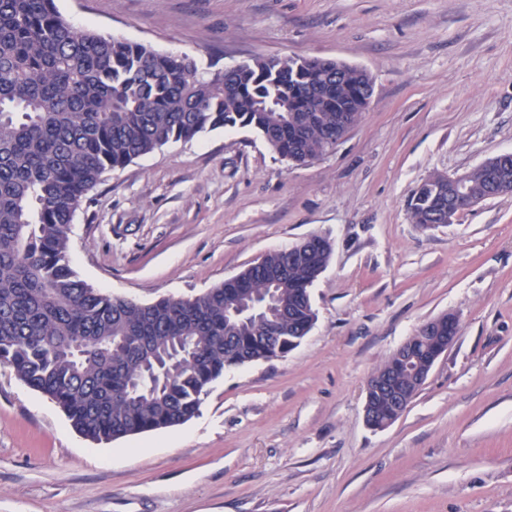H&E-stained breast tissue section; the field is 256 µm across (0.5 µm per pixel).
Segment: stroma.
I'll use <instances>...</instances> for the list:
<instances>
[{"instance_id":"1","label":"stroma","mask_w":512,"mask_h":512,"mask_svg":"<svg viewBox=\"0 0 512 512\" xmlns=\"http://www.w3.org/2000/svg\"><path fill=\"white\" fill-rule=\"evenodd\" d=\"M72 25L194 58L339 59L368 109L334 150L281 160L249 128L170 142L106 173L70 260L139 303L193 298L319 235L316 320L287 356L227 369L198 415L95 442L0 365V512H512V195L421 230L434 173L512 152V0H56ZM455 342L389 427L368 378L421 325ZM389 380L387 377H381L378 374H374L370 377L366 388V399L364 405V418L366 423L374 429H382L378 426L375 419V410L371 403V395L373 392L380 394L381 391L389 390Z\"/></svg>"}]
</instances>
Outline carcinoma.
Returning a JSON list of instances; mask_svg holds the SVG:
<instances>
[{"instance_id": "obj_1", "label": "carcinoma", "mask_w": 512, "mask_h": 512, "mask_svg": "<svg viewBox=\"0 0 512 512\" xmlns=\"http://www.w3.org/2000/svg\"><path fill=\"white\" fill-rule=\"evenodd\" d=\"M362 84L303 57L208 74L79 29L55 0H0V364L102 442L183 424L232 362L286 356L314 323L308 288L332 250L274 251L198 297L138 304L77 278L72 223L105 172L207 131L249 127L282 160L318 159L336 147V105L352 125L367 110ZM432 210L421 184L412 223L426 228ZM377 412L403 410L380 397Z\"/></svg>"}]
</instances>
